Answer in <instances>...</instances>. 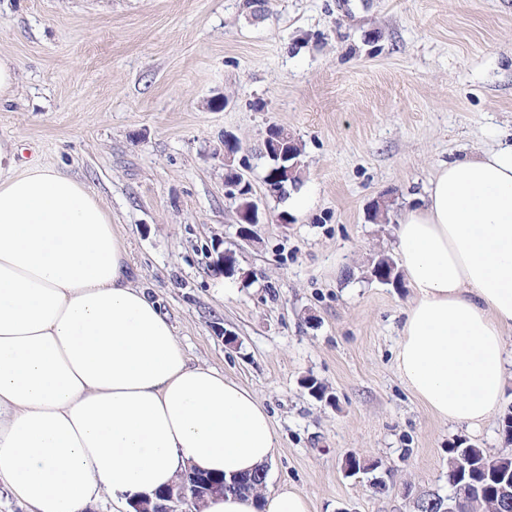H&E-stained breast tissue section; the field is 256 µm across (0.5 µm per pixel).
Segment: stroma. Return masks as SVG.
Masks as SVG:
<instances>
[{
	"label": "stroma",
	"mask_w": 512,
	"mask_h": 512,
	"mask_svg": "<svg viewBox=\"0 0 512 512\" xmlns=\"http://www.w3.org/2000/svg\"><path fill=\"white\" fill-rule=\"evenodd\" d=\"M0 56L17 66L0 142L18 169L85 183L189 363L261 400L279 441L265 492L414 512L416 494L448 496L452 443L512 455V381L481 427L436 417L397 370L412 290L369 274L441 165L512 143V0H269L256 20L243 0H0ZM273 125L305 163L282 200L264 182ZM228 132L268 214L251 244L224 193ZM221 251L234 277L213 273ZM351 454L375 472L346 476Z\"/></svg>",
	"instance_id": "1"
}]
</instances>
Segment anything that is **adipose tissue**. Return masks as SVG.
I'll list each match as a JSON object with an SVG mask.
<instances>
[{
  "label": "adipose tissue",
  "mask_w": 512,
  "mask_h": 512,
  "mask_svg": "<svg viewBox=\"0 0 512 512\" xmlns=\"http://www.w3.org/2000/svg\"><path fill=\"white\" fill-rule=\"evenodd\" d=\"M397 235L413 290L401 376L438 417L480 427L512 378V145L442 165ZM278 448L253 393L188 363L99 198L55 170L18 171L0 144V485L30 512H85L102 492L151 497L191 468L229 481ZM203 510L310 504L284 485Z\"/></svg>",
  "instance_id": "obj_1"
}]
</instances>
